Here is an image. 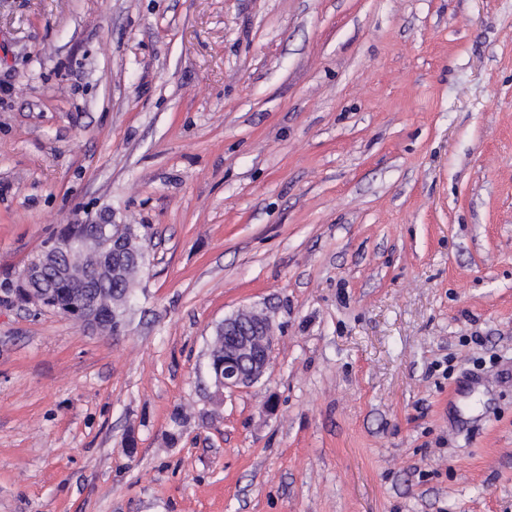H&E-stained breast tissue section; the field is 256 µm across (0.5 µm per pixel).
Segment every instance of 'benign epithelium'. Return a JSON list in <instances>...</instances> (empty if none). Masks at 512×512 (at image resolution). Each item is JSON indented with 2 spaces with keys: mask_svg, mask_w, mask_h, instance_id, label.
Instances as JSON below:
<instances>
[{
  "mask_svg": "<svg viewBox=\"0 0 512 512\" xmlns=\"http://www.w3.org/2000/svg\"><path fill=\"white\" fill-rule=\"evenodd\" d=\"M118 235L99 229L84 240L83 248L109 259L111 272L120 271L123 263L120 255ZM66 252L57 249V241L45 244L24 266L21 277L33 282L20 296H4L0 292V303L46 309L47 282L67 280L84 281V272L75 264L63 261ZM80 325L91 331H100L105 321V311L100 295L91 287L82 290L78 309ZM274 340L268 317L256 309H241L224 318V371L217 374L215 385L220 389L238 391L248 388L260 380L268 369Z\"/></svg>",
  "mask_w": 512,
  "mask_h": 512,
  "instance_id": "1",
  "label": "benign epithelium"
}]
</instances>
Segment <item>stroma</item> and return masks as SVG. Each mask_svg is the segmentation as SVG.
<instances>
[{"label":"stroma","instance_id":"obj_1","mask_svg":"<svg viewBox=\"0 0 512 512\" xmlns=\"http://www.w3.org/2000/svg\"><path fill=\"white\" fill-rule=\"evenodd\" d=\"M103 218L121 335L0 304V512H512V0H0V281ZM118 235L108 233L106 228L96 230L84 240L83 249H88L96 255H107L112 274H117L123 263L120 255ZM274 340L268 317L256 309H241L224 318L209 347V360L224 363L215 385L238 391L260 380L268 369Z\"/></svg>","mask_w":512,"mask_h":512}]
</instances>
